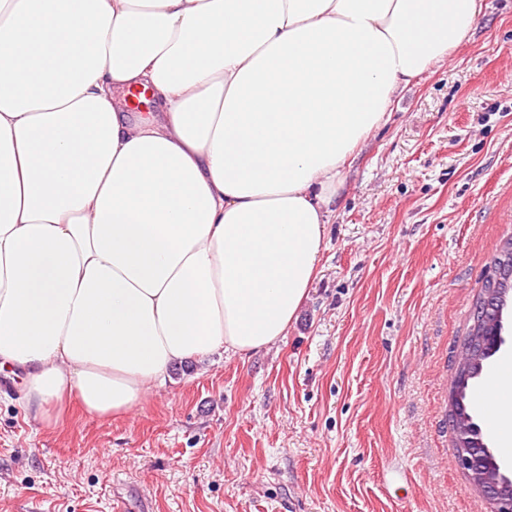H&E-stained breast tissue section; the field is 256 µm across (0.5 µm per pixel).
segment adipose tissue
<instances>
[{
	"label": "adipose tissue",
	"instance_id": "adipose-tissue-1",
	"mask_svg": "<svg viewBox=\"0 0 512 512\" xmlns=\"http://www.w3.org/2000/svg\"><path fill=\"white\" fill-rule=\"evenodd\" d=\"M482 8L0 0V371L26 412L122 416L175 364L286 336L348 160Z\"/></svg>",
	"mask_w": 512,
	"mask_h": 512
}]
</instances>
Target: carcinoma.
<instances>
[{
  "mask_svg": "<svg viewBox=\"0 0 512 512\" xmlns=\"http://www.w3.org/2000/svg\"><path fill=\"white\" fill-rule=\"evenodd\" d=\"M497 258H506L508 263L492 262L470 312V326L465 339L474 340L476 347L465 349L457 362V366L468 370L472 381L481 376L484 366L498 353L494 348V336L504 332V311L512 297V237L500 246ZM450 388L458 390L456 411L448 414L454 437H471L476 440L473 447H484L482 429L474 421L466 403L468 387L456 386L453 379Z\"/></svg>",
  "mask_w": 512,
  "mask_h": 512,
  "instance_id": "1",
  "label": "carcinoma"
}]
</instances>
